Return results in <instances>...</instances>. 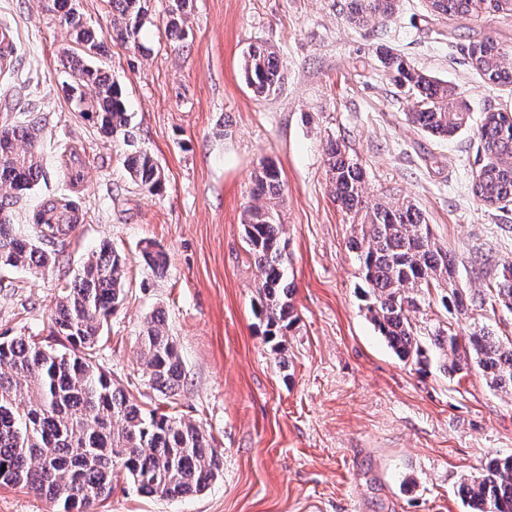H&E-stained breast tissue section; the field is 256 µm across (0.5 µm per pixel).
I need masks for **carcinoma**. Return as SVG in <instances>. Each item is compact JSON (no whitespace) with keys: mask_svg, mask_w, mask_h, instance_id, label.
<instances>
[{"mask_svg":"<svg viewBox=\"0 0 512 512\" xmlns=\"http://www.w3.org/2000/svg\"><path fill=\"white\" fill-rule=\"evenodd\" d=\"M398 0H347L345 17L356 26L392 17ZM150 0H111L112 42H139ZM436 17L467 18L479 13L512 14V0H431ZM54 20L72 37L64 67L73 81L67 96L74 111L91 119L97 131L128 147L124 167L140 188L161 189L163 174L146 151L131 146V117L122 92L101 68L89 64L108 52V45L86 25L76 0H54ZM14 34L0 26V68L13 63ZM472 66L492 84L512 85V46L487 37L469 50ZM381 62L408 98L407 119L423 131L448 137L466 126L470 113L447 82L415 69L400 54L386 51ZM247 85L259 96L276 92L281 83L275 51L251 44L243 53ZM41 118L26 115L0 125V213L8 212L42 175L39 143ZM488 157L473 177V193L485 205L512 202V113L487 111L478 129ZM325 154L336 202L360 218L350 249L359 265L368 312L395 355L426 366L429 350L417 338L412 314L417 293L442 291L447 308L481 307L482 297L467 296L455 283L456 262L438 245L418 209L409 202H372L364 195L363 172L345 147L327 142ZM69 187L85 179L86 161L64 147ZM256 198L281 194L280 171L265 163L255 174ZM275 205L249 210L245 236L254 265L262 275L260 315L265 336L283 335L296 320L293 288L283 267V225ZM84 215L66 194L46 198L34 216L36 238L0 218V269L22 268L44 275L56 264L48 244L73 233ZM126 258L104 244L81 267L51 313L45 343L34 336H0V486H19L46 498L56 512H94L114 489L115 473L124 471L137 491L166 499L206 490L223 471L213 438L192 422L143 409L97 362L98 343L109 316L126 297ZM488 297L512 310V264H505L486 288ZM431 347L440 368L452 376L476 363L491 386L512 390V339L504 342L481 328L468 335L438 330ZM143 365L152 386L171 397L182 380V363L164 318L154 315L141 336ZM472 512H512V456L488 460L482 473L465 478L458 489Z\"/></svg>","mask_w":512,"mask_h":512,"instance_id":"1","label":"carcinoma"}]
</instances>
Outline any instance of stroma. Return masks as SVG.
Instances as JSON below:
<instances>
[{
	"label": "stroma",
	"instance_id": "obj_1",
	"mask_svg": "<svg viewBox=\"0 0 512 512\" xmlns=\"http://www.w3.org/2000/svg\"><path fill=\"white\" fill-rule=\"evenodd\" d=\"M342 0H191L181 35L168 39L169 0H151L140 47L111 45L96 63L123 90L138 147L163 175L138 188L122 141L73 112L62 89L69 35L33 0H0L17 65L0 72V116L37 112L43 175L9 213L28 227L40 202L69 193L83 224L53 249L59 263L37 276L0 272V334L46 339L63 287L102 242L128 258L127 297L109 318L98 362L145 409L161 408L212 434L224 469L203 492L169 500L119 476L96 512H468L461 479L493 456L512 455V392L479 369L451 376L438 362L400 361L374 326L348 249L353 222L331 191L328 140L364 173L371 200L408 201L456 260V283L474 294L488 269L512 263V202L484 206L472 191L485 163L475 121L512 112V86L488 84L468 58L486 37L512 44V16L437 18L425 0H400L389 20L349 24ZM276 53V93L244 81L247 46ZM396 50L448 82L474 122L448 138L406 118L407 100L380 61ZM85 154L81 186L69 188L63 146ZM278 167L276 210L297 319L272 346L256 315L261 273L244 235L252 176ZM168 263L153 273L146 244ZM488 255V269L476 256ZM159 313L184 369L175 398L153 389L140 359L147 320ZM422 344L435 330L488 327L512 338L503 306L446 310L439 290L415 315Z\"/></svg>",
	"mask_w": 512,
	"mask_h": 512
}]
</instances>
